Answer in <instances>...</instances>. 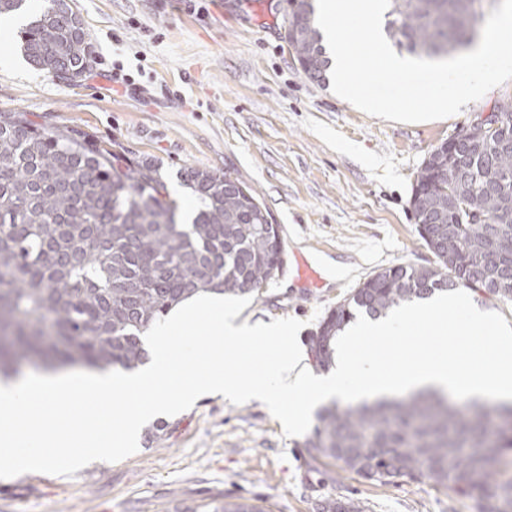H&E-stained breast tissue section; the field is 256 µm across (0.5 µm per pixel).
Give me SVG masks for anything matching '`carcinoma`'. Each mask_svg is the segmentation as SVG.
Masks as SVG:
<instances>
[{"instance_id": "obj_1", "label": "carcinoma", "mask_w": 512, "mask_h": 512, "mask_svg": "<svg viewBox=\"0 0 512 512\" xmlns=\"http://www.w3.org/2000/svg\"><path fill=\"white\" fill-rule=\"evenodd\" d=\"M284 38L306 76L322 83L329 59L314 0H288ZM481 0H390L387 33L411 54L450 55L477 34ZM23 49L54 77L84 74L91 50L79 16L59 0L23 31ZM499 126L469 148L434 147L410 199L433 267L392 265L375 272L331 309L309 338L316 367L335 364V341L357 317L459 289L512 302V97ZM197 209L181 221L161 165L131 159L68 130L45 131L22 112L0 113V375L20 366L78 364L126 371L144 364L141 335L186 298L218 291L244 296L282 265L278 225L256 192L226 173L185 167ZM476 402L460 409L425 388L341 409L323 408L305 447L380 483L397 477L452 486L490 502L512 492L503 469L512 416ZM319 512H362L328 499ZM187 512H263L246 502H204Z\"/></svg>"}]
</instances>
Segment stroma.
<instances>
[{
    "label": "stroma",
    "mask_w": 512,
    "mask_h": 512,
    "mask_svg": "<svg viewBox=\"0 0 512 512\" xmlns=\"http://www.w3.org/2000/svg\"><path fill=\"white\" fill-rule=\"evenodd\" d=\"M92 63L80 82L39 70L21 50V18L0 20V112L47 130L87 133L100 146L161 164L183 211L196 207L176 172H231L280 226L284 248L352 266L331 288L304 296L274 278L242 315L302 320L300 345L336 303L397 263L431 266L410 208L418 168L494 102L512 80L442 120L370 116L311 81L283 38L288 0H72ZM153 442L74 476L0 479V512H185L244 501L265 512H317L329 498L364 512H482V500L406 477L381 484L315 457L287 437L268 408L205 395L162 418Z\"/></svg>",
    "instance_id": "1"
}]
</instances>
